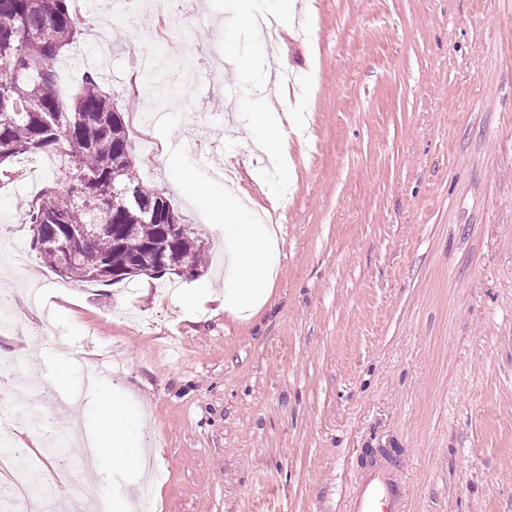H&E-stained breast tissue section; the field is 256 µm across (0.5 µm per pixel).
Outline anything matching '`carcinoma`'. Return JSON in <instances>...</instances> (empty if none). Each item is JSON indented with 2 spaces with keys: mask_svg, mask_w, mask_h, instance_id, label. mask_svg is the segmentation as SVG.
I'll list each match as a JSON object with an SVG mask.
<instances>
[{
  "mask_svg": "<svg viewBox=\"0 0 512 512\" xmlns=\"http://www.w3.org/2000/svg\"><path fill=\"white\" fill-rule=\"evenodd\" d=\"M83 29L71 0H0V184L20 177L14 158L64 142L65 175L26 208L28 223L48 242L39 252L55 273L65 266L73 281L118 283L134 263L152 272L184 265L200 271L201 237L136 176L124 117L98 76L86 73L69 98L58 92L57 57ZM114 184L132 187L137 199L112 192ZM73 224L105 230L74 255Z\"/></svg>",
  "mask_w": 512,
  "mask_h": 512,
  "instance_id": "1",
  "label": "carcinoma"
}]
</instances>
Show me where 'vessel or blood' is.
<instances>
[{
    "label": "vessel or blood",
    "instance_id": "1",
    "mask_svg": "<svg viewBox=\"0 0 512 512\" xmlns=\"http://www.w3.org/2000/svg\"><path fill=\"white\" fill-rule=\"evenodd\" d=\"M346 512H405V495L389 455L372 456L361 469Z\"/></svg>",
    "mask_w": 512,
    "mask_h": 512
}]
</instances>
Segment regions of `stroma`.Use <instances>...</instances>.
<instances>
[{"label": "stroma", "instance_id": "stroma-1", "mask_svg": "<svg viewBox=\"0 0 512 512\" xmlns=\"http://www.w3.org/2000/svg\"><path fill=\"white\" fill-rule=\"evenodd\" d=\"M273 0H72L94 25L56 62L63 96L95 73L135 142V171L200 225V276L75 283L39 259L22 209L59 175L45 154L0 186V234L16 263L0 271L48 385L81 392L83 431L96 395L87 370L144 420L156 512H344L359 462L387 449L408 486V512H512V0H297L292 31L270 61L242 25ZM205 65L171 91L196 44ZM288 121L292 184L252 140L271 67ZM204 136L205 149L171 143ZM232 166L251 221L271 227L270 302L224 309L219 222L196 183L224 191ZM206 288L190 306L181 295ZM80 439L57 512L75 491L124 497L138 477L95 473Z\"/></svg>", "mask_w": 512, "mask_h": 512}]
</instances>
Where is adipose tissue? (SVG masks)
Here are the masks:
<instances>
[{"instance_id":"adipose-tissue-1","label":"adipose tissue","mask_w":512,"mask_h":512,"mask_svg":"<svg viewBox=\"0 0 512 512\" xmlns=\"http://www.w3.org/2000/svg\"><path fill=\"white\" fill-rule=\"evenodd\" d=\"M211 209L225 223L237 227L227 252L233 278L231 286L224 291V309L242 315L269 296L275 274L273 239L260 225L244 223L241 207L232 194H224L214 201ZM97 393L99 423L92 432L97 461L116 470L139 471V420L127 412L110 386H100Z\"/></svg>"}]
</instances>
